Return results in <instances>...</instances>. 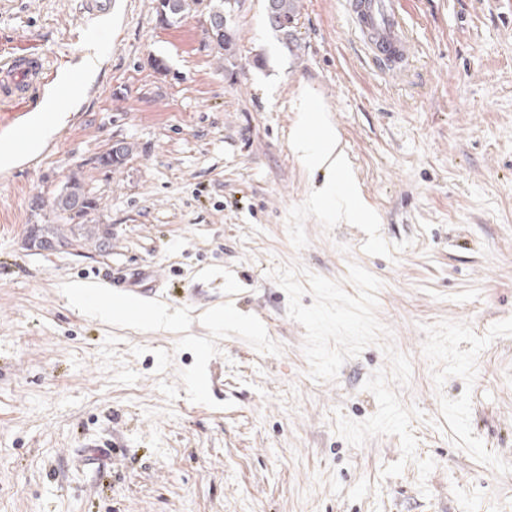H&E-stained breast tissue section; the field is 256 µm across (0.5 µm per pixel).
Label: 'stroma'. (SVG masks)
I'll return each mask as SVG.
<instances>
[{
  "instance_id": "stroma-1",
  "label": "stroma",
  "mask_w": 512,
  "mask_h": 512,
  "mask_svg": "<svg viewBox=\"0 0 512 512\" xmlns=\"http://www.w3.org/2000/svg\"><path fill=\"white\" fill-rule=\"evenodd\" d=\"M96 71L46 136L0 167V512H512V0H401L416 44L382 73L339 0H300L295 50L244 0L235 55L204 17L161 23L157 0H96ZM87 0H0V55L25 47L78 71ZM335 128L375 221L313 202L301 96ZM120 167L96 169L113 140ZM97 200L87 242L32 253L28 225L72 174ZM379 278L377 315L412 373L420 480L398 437L350 447L334 409L377 410L367 347L335 381L308 374L304 328L268 273ZM162 280H154V269ZM129 271L157 286L154 325L74 303ZM110 448L106 468L84 463Z\"/></svg>"
}]
</instances>
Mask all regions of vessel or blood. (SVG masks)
Wrapping results in <instances>:
<instances>
[{"mask_svg": "<svg viewBox=\"0 0 512 512\" xmlns=\"http://www.w3.org/2000/svg\"><path fill=\"white\" fill-rule=\"evenodd\" d=\"M345 11L367 47L382 58L391 71L402 70L412 54L399 10V0H343ZM63 67L47 69L41 53L17 50L0 59V101L11 104V111L0 114V141L15 154L30 152L32 141L43 125L54 122L50 112H36L32 98L44 87H52L57 107H64L71 87Z\"/></svg>", "mask_w": 512, "mask_h": 512, "instance_id": "vessel-or-blood-1", "label": "vessel or blood"}]
</instances>
